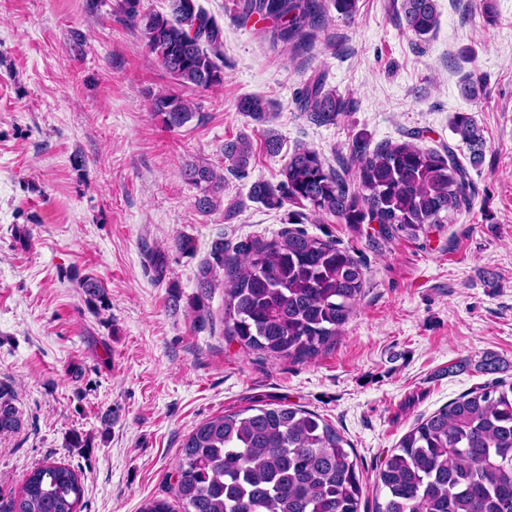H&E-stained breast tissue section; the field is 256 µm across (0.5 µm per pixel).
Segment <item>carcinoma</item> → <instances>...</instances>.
<instances>
[{
	"label": "carcinoma",
	"mask_w": 512,
	"mask_h": 512,
	"mask_svg": "<svg viewBox=\"0 0 512 512\" xmlns=\"http://www.w3.org/2000/svg\"><path fill=\"white\" fill-rule=\"evenodd\" d=\"M243 18L273 20L272 43L294 49L313 45L329 8L349 18L357 0H239ZM129 21L141 27L149 52L181 85L205 90L224 84V29L199 0H168L165 13L126 0ZM438 23L436 0H402L400 24L416 37ZM301 109L319 125L336 123L350 101L325 86L322 77L301 91ZM154 114L169 129L195 116L178 95L152 99ZM272 103L247 95L237 111L257 123L272 118ZM453 131L469 151V164L483 163L485 139L473 117L458 112ZM224 160L243 173L254 157L241 133L224 141ZM352 161L358 190L325 167L315 150L298 148L280 170V180H257L247 198L269 210L285 204L342 224H380L388 238L417 239L450 224L472 205L468 172L453 149H424L411 141L368 149L356 138ZM198 191L195 207L210 213L224 203V168L192 161L182 169ZM224 287V335L240 347L272 359L306 360L336 343L361 295L365 271L335 241L301 229L256 240L242 258L224 255L215 239L197 274L191 302L204 323L205 300L218 273ZM18 426L12 395L0 385V435ZM348 441L319 415L297 407L261 406L213 417L183 441L174 486L181 512H359L363 486ZM376 490L384 501L376 512H512V382L478 387L421 420L380 467ZM83 486L65 465L39 467L24 480L11 512H76Z\"/></svg>",
	"instance_id": "1"
}]
</instances>
